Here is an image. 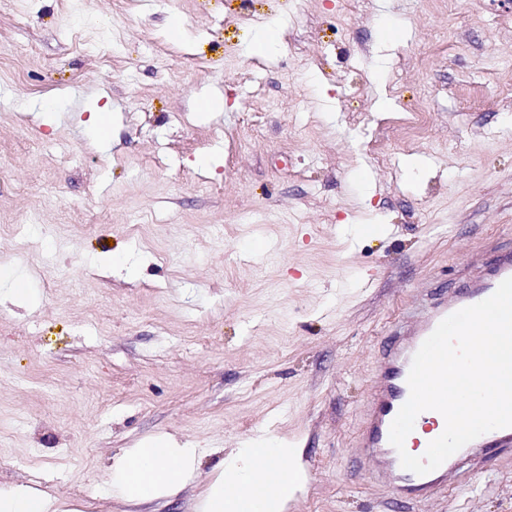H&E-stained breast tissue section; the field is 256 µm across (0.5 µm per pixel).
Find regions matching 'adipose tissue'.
Listing matches in <instances>:
<instances>
[{"label": "adipose tissue", "instance_id": "obj_1", "mask_svg": "<svg viewBox=\"0 0 512 512\" xmlns=\"http://www.w3.org/2000/svg\"><path fill=\"white\" fill-rule=\"evenodd\" d=\"M197 448L151 440L125 451L112 468V485L133 499H151L183 487L191 478ZM293 449L269 439L244 443L222 461L200 497V512H283L295 486L289 479Z\"/></svg>", "mask_w": 512, "mask_h": 512}]
</instances>
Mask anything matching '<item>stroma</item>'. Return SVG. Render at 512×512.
Returning <instances> with one entry per match:
<instances>
[{
  "label": "stroma",
  "mask_w": 512,
  "mask_h": 512,
  "mask_svg": "<svg viewBox=\"0 0 512 512\" xmlns=\"http://www.w3.org/2000/svg\"><path fill=\"white\" fill-rule=\"evenodd\" d=\"M510 57L512 0H0V292L30 287L0 295V491L198 512L264 435L297 451L288 512H386L353 443L391 325L512 246V70L486 69ZM150 439L205 449L193 480L114 496ZM470 472L425 512H512V463ZM91 100H93L94 103L86 108L89 116L83 124L90 126L95 131V138L97 139L99 148L103 151H108L112 146L110 133L112 113L108 112L107 105L104 107L98 105V98H92Z\"/></svg>",
  "instance_id": "stroma-1"
}]
</instances>
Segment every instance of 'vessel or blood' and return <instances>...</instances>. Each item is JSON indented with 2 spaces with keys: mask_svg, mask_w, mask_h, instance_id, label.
<instances>
[{
  "mask_svg": "<svg viewBox=\"0 0 512 512\" xmlns=\"http://www.w3.org/2000/svg\"><path fill=\"white\" fill-rule=\"evenodd\" d=\"M509 277H512V253L497 255L482 264L464 287L430 296L427 305L415 310L412 319L398 321L392 328L379 354L377 379L368 399L369 413L357 442L360 464L372 476H387L390 503L428 504L444 493L443 477L449 467L464 458H472L484 468L512 459V427L479 436L449 457L445 465L425 475L404 469L389 441L391 423L409 398L407 379L413 356L422 342L445 317L487 299ZM414 427L434 439L443 432L445 421L440 413L428 410L417 416Z\"/></svg>",
  "mask_w": 512,
  "mask_h": 512,
  "instance_id": "b4317fda",
  "label": "vessel or blood"
}]
</instances>
